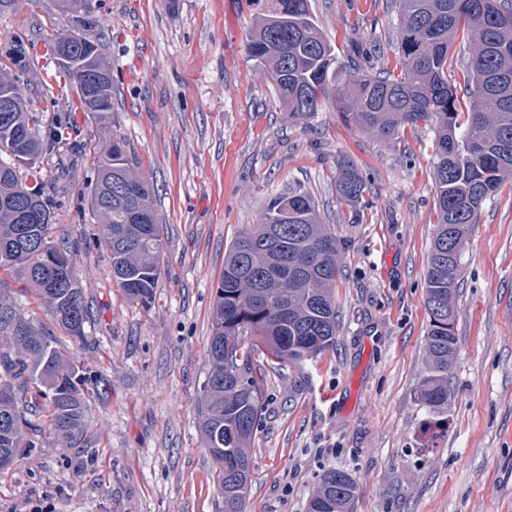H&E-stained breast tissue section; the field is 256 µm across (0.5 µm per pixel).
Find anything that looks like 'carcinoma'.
Returning a JSON list of instances; mask_svg holds the SVG:
<instances>
[{
  "label": "carcinoma",
  "mask_w": 512,
  "mask_h": 512,
  "mask_svg": "<svg viewBox=\"0 0 512 512\" xmlns=\"http://www.w3.org/2000/svg\"><path fill=\"white\" fill-rule=\"evenodd\" d=\"M71 25L51 34L64 52L66 82L83 111L112 124V68L94 32L102 24L92 0H57ZM399 72L343 64L311 12L309 0H266L245 35V51L275 89L292 119L336 106L344 119L383 140L406 128L433 132L436 225L426 271L429 328L419 399L432 437L448 413V371L455 359L456 291L470 225L487 200L512 180V0H393ZM467 41L460 66L468 101L461 105L448 71L456 38ZM0 273L44 305L52 324L82 339L89 317L75 274L76 244L52 239L54 192L66 183L44 177L43 159L64 142L79 148L71 116L51 126L24 98L17 78L0 72ZM367 189L358 167L337 161L336 195L354 204ZM97 242L109 252L113 282L132 301L149 305L161 274L160 221L150 183L138 174L117 138L98 151L91 188ZM341 241L322 222L312 195L286 185L268 201L260 223L247 228L224 258L213 309L209 370L201 385L199 429L216 466L224 512H244L252 484L250 448L264 400L252 353L263 348L282 363L314 359L336 342ZM0 458L14 463L25 448H74L87 418L85 393L95 372L58 350L48 327L27 320L0 298ZM39 415L36 427L27 415ZM357 485L346 472L326 471L307 512H352Z\"/></svg>",
  "instance_id": "obj_1"
}]
</instances>
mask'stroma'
<instances>
[{
    "label": "stroma",
    "mask_w": 512,
    "mask_h": 512,
    "mask_svg": "<svg viewBox=\"0 0 512 512\" xmlns=\"http://www.w3.org/2000/svg\"><path fill=\"white\" fill-rule=\"evenodd\" d=\"M264 2L95 0L114 79L108 131L81 112L51 53L50 34L68 25L55 0H22L0 15V67L10 68L5 52L25 34L26 99L44 122L69 112L79 129L53 238L82 246L76 272L90 315L84 339L56 341L105 384L88 397L78 447L28 449L0 469V512H224L198 430L213 307L229 244L288 183L310 192L343 243V320L316 360L284 367L255 355L265 400L245 512H306L330 469L354 478L353 512H512V186L470 230L448 431L432 444L418 401L436 218L432 134L383 141L333 108L289 119L244 50ZM311 9L339 58L373 39L379 66L394 65L389 0H311ZM111 135L152 185L160 217L164 264L147 306L113 284L92 212L75 213ZM340 155L367 182L354 208L336 198Z\"/></svg>",
    "instance_id": "obj_1"
}]
</instances>
